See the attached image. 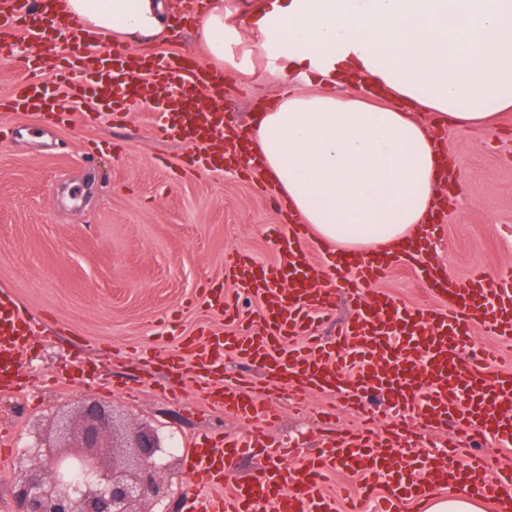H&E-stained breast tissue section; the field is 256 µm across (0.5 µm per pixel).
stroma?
<instances>
[{"label": "stroma", "instance_id": "stroma-1", "mask_svg": "<svg viewBox=\"0 0 512 512\" xmlns=\"http://www.w3.org/2000/svg\"><path fill=\"white\" fill-rule=\"evenodd\" d=\"M236 33L233 54L250 56L252 72L242 78L225 69L224 85L213 95L228 123L245 126L258 104L274 103L295 84L283 73L284 57L256 53L260 35L253 24L237 26ZM124 46L137 54L208 56L193 23ZM90 108L78 104L67 127L0 112V123L14 128L0 140V290L54 329L33 341L21 360L28 388L0 391V432L23 437L96 400L112 407L124 426L178 437L184 448L204 433L246 434L250 424L210 406L192 362L176 375L168 358L179 353L181 337L235 331L202 304L208 284L235 296L241 321L259 322V300L225 278L224 264L236 251L279 261L271 234L282 228V215L255 176L179 173L183 145L153 136L155 116L144 105L131 104L121 125L88 122ZM421 119L467 173L463 203L445 206L434 259L457 280L512 275V140L505 138L512 112L489 131L438 124L428 112ZM110 138L123 149L110 157L87 155L88 141ZM375 288L409 310L428 300L400 263ZM223 372L251 375L250 394L277 413L261 426L276 441L316 447L326 409H337L343 428L364 421L341 407L339 394L299 395L235 350L225 351ZM184 448L174 452L166 474L174 489L169 512H184L191 489Z\"/></svg>", "mask_w": 512, "mask_h": 512}]
</instances>
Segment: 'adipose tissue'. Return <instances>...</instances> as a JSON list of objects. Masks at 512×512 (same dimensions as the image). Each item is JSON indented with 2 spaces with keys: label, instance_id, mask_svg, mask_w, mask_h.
Segmentation results:
<instances>
[{
  "label": "adipose tissue",
  "instance_id": "obj_1",
  "mask_svg": "<svg viewBox=\"0 0 512 512\" xmlns=\"http://www.w3.org/2000/svg\"><path fill=\"white\" fill-rule=\"evenodd\" d=\"M98 35L165 31L162 0H63ZM261 50L318 82L386 88L395 104L290 91L259 112L249 139L259 174L317 236L364 252L400 243L436 202L438 154L410 112L460 129L512 110V0H263ZM216 67L233 31L224 0L199 21Z\"/></svg>",
  "mask_w": 512,
  "mask_h": 512
}]
</instances>
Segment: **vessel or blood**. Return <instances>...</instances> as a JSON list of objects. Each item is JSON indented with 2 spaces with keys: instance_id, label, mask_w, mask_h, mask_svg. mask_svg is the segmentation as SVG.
Wrapping results in <instances>:
<instances>
[{
  "instance_id": "b4317fda",
  "label": "vessel or blood",
  "mask_w": 512,
  "mask_h": 512,
  "mask_svg": "<svg viewBox=\"0 0 512 512\" xmlns=\"http://www.w3.org/2000/svg\"><path fill=\"white\" fill-rule=\"evenodd\" d=\"M58 0H32L21 8L17 0H0V58L12 55L17 35L41 46L29 62L38 69L54 60V69L67 88L66 98L48 93L42 83H19L8 111L24 112L38 125L66 126L76 100L93 95L112 121L124 117L128 100H138L165 115L161 137L190 146V165L208 171L213 161L235 159L243 137L224 123L221 105L209 107L207 122H199L187 106L188 95L214 88L216 73L201 59L183 54L129 55L104 49L101 39L88 36L82 20L61 13ZM288 243L284 258L268 264L249 255H232L228 270L238 288L261 303L260 332L239 327L228 336L184 337L201 370H210L225 349H235L252 365L283 380L298 393L342 390L345 406L359 411L362 398L384 391L395 418L386 426L365 424L356 431H333L319 452L277 448L244 480L224 489V474L250 446L241 437L209 439L205 447L188 451V466L196 492L187 512H252L257 503L272 512H335L334 499L321 492L327 474L336 470L358 476L363 499L375 512H396L397 497H407L414 512H424L426 492L441 480L460 483L482 499L488 512H512V467L470 455L464 438L474 435L512 445V278H476L464 282L440 274L428 259L424 237L407 240L397 250H382L367 258L349 255L325 241L306 251L302 224L285 213ZM320 254L337 272L356 270L369 285L405 258L432 304L408 311L388 295L365 300L359 314L336 328L331 341L313 329L316 319L330 316L335 302L330 290L317 287L319 275L310 259ZM482 327L499 343L498 367L473 348L469 357L458 347ZM11 296L0 293V387L19 384V363L34 336L48 335ZM300 337L296 347L288 338ZM213 406L240 419H269L270 409L245 393L244 381L227 382L209 395ZM455 426L454 440L442 450L416 458L418 474L400 477V439Z\"/></svg>"
}]
</instances>
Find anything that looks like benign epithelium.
<instances>
[{"label":"benign epithelium","instance_id":"7a95c632","mask_svg":"<svg viewBox=\"0 0 512 512\" xmlns=\"http://www.w3.org/2000/svg\"><path fill=\"white\" fill-rule=\"evenodd\" d=\"M170 458L158 432L127 429L90 401L79 419L59 415L26 444L9 495L15 512H160Z\"/></svg>","mask_w":512,"mask_h":512}]
</instances>
